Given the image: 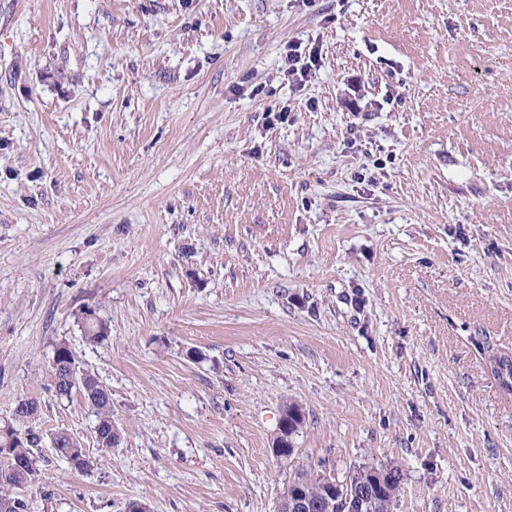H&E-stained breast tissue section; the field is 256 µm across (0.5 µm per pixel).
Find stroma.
Instances as JSON below:
<instances>
[{"mask_svg": "<svg viewBox=\"0 0 512 512\" xmlns=\"http://www.w3.org/2000/svg\"><path fill=\"white\" fill-rule=\"evenodd\" d=\"M292 42L318 56L301 86ZM61 342L112 393V451L48 387ZM492 347L512 0H0V420L37 400L27 512H277L299 470L391 464L393 512H512ZM86 312H84L86 316H83V322L85 324L84 334L87 341L95 344L108 341L110 339V330L107 323L97 316L88 318ZM283 413L288 414V420H284L286 416H281L278 425L277 437L274 440V452L280 459L288 460L293 453V432L289 429V421L295 426V432L303 424L305 415L302 409L297 404H289L284 409ZM290 454V455H289ZM57 434V438H59L60 442H62L59 448H72V451L69 453L59 451L55 452V455L59 459L65 461L72 471L83 472L92 466V461L86 454L80 438L66 430H61ZM80 457L84 459L83 462L79 461Z\"/></svg>", "mask_w": 512, "mask_h": 512, "instance_id": "1", "label": "stroma"}]
</instances>
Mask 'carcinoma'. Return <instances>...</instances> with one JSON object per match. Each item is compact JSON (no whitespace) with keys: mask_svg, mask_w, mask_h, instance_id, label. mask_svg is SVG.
<instances>
[{"mask_svg":"<svg viewBox=\"0 0 512 512\" xmlns=\"http://www.w3.org/2000/svg\"><path fill=\"white\" fill-rule=\"evenodd\" d=\"M85 324L84 334L87 341L101 344L110 339V330L107 323L99 317H83ZM490 366L494 377L501 389L508 395H512V355L505 351L489 348ZM50 390L56 393L59 400L72 399L75 394H80L92 410L96 418L94 426L95 439L101 449H110L115 446L112 441V394L110 390L95 376L88 373L81 383L73 387L66 394L56 392L54 373L48 375ZM58 438L63 450L56 456L65 461L74 472H83L92 466V461L86 454L80 438L76 435L61 430ZM42 441L41 434L33 428L21 430L6 422L0 426V455H8V459H0V509L3 512H27V503L22 498L24 487L20 480L27 477L29 485H34L39 478L37 459L33 449L39 447ZM25 463L26 474L11 469L13 462ZM372 469L362 467L353 470L346 476V481L352 487H366L371 482ZM391 481L390 492L381 493L375 491L363 498L356 512H393L396 497L401 490L402 474L399 468L389 467ZM303 489L304 495L309 501L310 507L306 512H349L344 491H336L333 497H325L322 480L312 474L303 471L296 473L287 491L294 488Z\"/></svg>","mask_w":512,"mask_h":512,"instance_id":"1","label":"carcinoma"}]
</instances>
